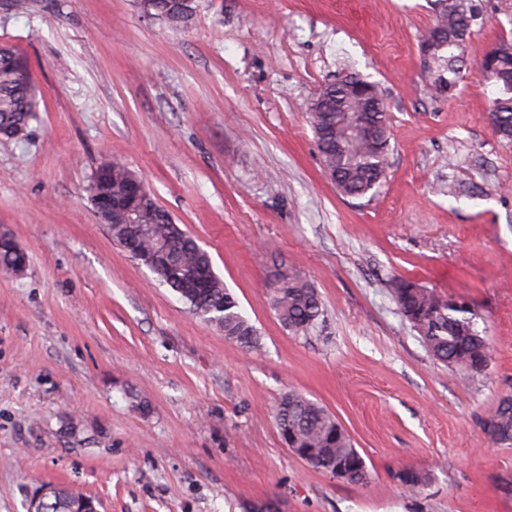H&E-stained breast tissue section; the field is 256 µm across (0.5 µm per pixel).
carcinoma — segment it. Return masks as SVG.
I'll return each mask as SVG.
<instances>
[{
  "label": "carcinoma",
  "instance_id": "carcinoma-1",
  "mask_svg": "<svg viewBox=\"0 0 512 512\" xmlns=\"http://www.w3.org/2000/svg\"><path fill=\"white\" fill-rule=\"evenodd\" d=\"M476 16L467 0H436L433 26L443 32L447 46L432 54L431 68L421 73V81L434 97L453 91L459 83L466 43ZM501 51L491 60L492 83L499 86V95L491 101L490 115L494 131L500 140L512 143V40L501 39ZM358 77L322 89V111L309 113L320 163L336 191L349 198L372 196L386 177L391 151L389 114L383 106L365 113L373 133L365 138L354 130L355 106L353 85ZM38 109L30 70L24 58L9 47H0V137L21 141L28 135L30 122ZM137 177L118 162L102 164L91 186V198L109 190L123 193L126 184ZM141 223L153 232L137 238L141 253L155 252L158 242L168 243L171 253L185 271L213 267L211 257L198 249L197 241L179 225L146 191L139 202ZM112 237L120 242L133 235V225L119 217L111 220ZM159 282L171 288L193 314L224 332L226 338H236L240 345L251 348L258 343L257 329L241 314L235 297L216 273H211L207 288H191L166 269L153 270ZM394 300L402 315L417 334L425 350L437 361L457 372L461 381L483 373L472 368L480 357L490 362L491 345L476 328L475 313L454 298H445L413 281L398 278L392 285ZM272 308L280 324L294 335L308 334L323 315L322 303L315 288L306 280L290 276L278 281L272 291ZM276 410L277 425L288 424L295 429L299 447L310 451L308 465L326 472L332 460L356 452L348 434L331 444L329 435L337 423L325 407L297 391L284 393ZM405 492L414 495L426 483V476L413 469L398 474ZM83 495L65 487L51 488L48 512H73Z\"/></svg>",
  "mask_w": 512,
  "mask_h": 512
}]
</instances>
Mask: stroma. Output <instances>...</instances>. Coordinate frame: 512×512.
Returning <instances> with one entry per match:
<instances>
[{"mask_svg":"<svg viewBox=\"0 0 512 512\" xmlns=\"http://www.w3.org/2000/svg\"><path fill=\"white\" fill-rule=\"evenodd\" d=\"M481 11L451 94L420 81L434 0H197L187 25L135 0H33L0 10V46L30 63L27 140L0 138V227L28 255L0 272V512L39 486L99 512H512V446L484 418L512 393V145L478 71L512 35V0ZM354 74L388 104L387 175L340 196L308 113ZM133 170L205 249L260 335L246 349L202 322L100 223L98 166ZM316 288L309 335L271 307L278 279ZM396 278L466 300L490 340L462 384L393 297ZM302 393L365 458L352 483L299 460L274 413ZM428 481L403 494L397 475Z\"/></svg>","mask_w":512,"mask_h":512,"instance_id":"35a3bbf8","label":"stroma"}]
</instances>
